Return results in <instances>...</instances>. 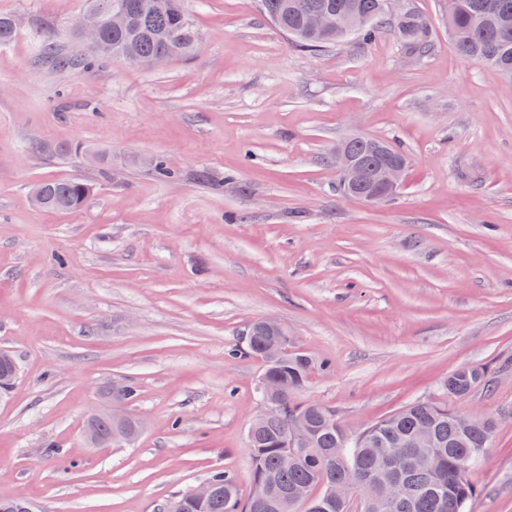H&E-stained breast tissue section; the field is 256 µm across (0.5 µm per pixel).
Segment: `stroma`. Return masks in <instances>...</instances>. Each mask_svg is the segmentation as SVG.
Returning <instances> with one entry per match:
<instances>
[{
  "label": "stroma",
  "instance_id": "1",
  "mask_svg": "<svg viewBox=\"0 0 512 512\" xmlns=\"http://www.w3.org/2000/svg\"><path fill=\"white\" fill-rule=\"evenodd\" d=\"M411 3L423 57L390 32L309 52L257 0H188L201 56L84 74L37 55L84 0H0L18 23L0 46V349L20 368L0 500L161 512L218 470L248 497L263 362L244 333L273 318L324 364L300 400L352 431L488 366L454 402L497 423L467 512H512V80L456 52L441 0ZM355 135L405 152L393 200L337 192ZM72 176L92 186L80 210L33 205V185ZM113 380L136 386L143 430L99 448L84 428Z\"/></svg>",
  "mask_w": 512,
  "mask_h": 512
}]
</instances>
